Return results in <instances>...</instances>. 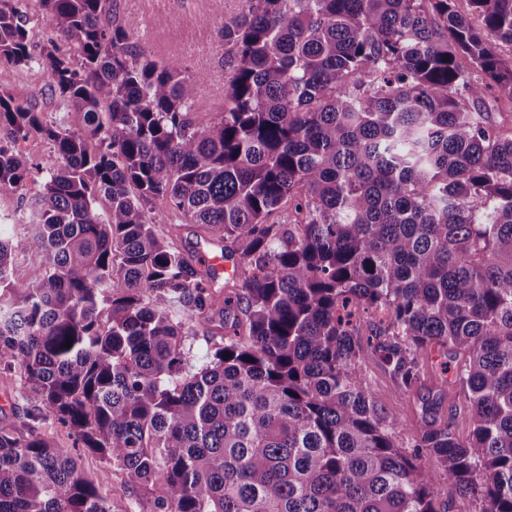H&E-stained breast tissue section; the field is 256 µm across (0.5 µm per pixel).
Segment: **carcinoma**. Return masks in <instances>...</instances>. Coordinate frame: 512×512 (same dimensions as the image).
Wrapping results in <instances>:
<instances>
[{"label": "carcinoma", "instance_id": "1", "mask_svg": "<svg viewBox=\"0 0 512 512\" xmlns=\"http://www.w3.org/2000/svg\"><path fill=\"white\" fill-rule=\"evenodd\" d=\"M247 2L200 126L197 80L133 49L112 0H36L38 51L29 4L0 0V61H38L82 113L46 125L0 91V199L41 171L21 142L58 159L25 279L0 223V373L34 408L0 419V512H110L50 419L154 512H450L442 482L512 512V123L479 108L512 104V0ZM174 218L216 238L230 289ZM434 348L471 430L425 402L409 455L356 365L410 394ZM23 149L35 158L44 170L53 169L58 163L51 145L39 137H30L23 143Z\"/></svg>", "mask_w": 512, "mask_h": 512}]
</instances>
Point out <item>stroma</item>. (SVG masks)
Wrapping results in <instances>:
<instances>
[{
  "label": "stroma",
  "instance_id": "obj_1",
  "mask_svg": "<svg viewBox=\"0 0 512 512\" xmlns=\"http://www.w3.org/2000/svg\"><path fill=\"white\" fill-rule=\"evenodd\" d=\"M244 7V0H167L164 15L154 20L141 13L138 0H112L110 20L113 25L130 28L133 43L152 59L176 60L186 75H203L198 93L205 109L195 113L194 118L205 124L221 110L224 83L230 76L224 61V20L239 14ZM0 90L32 106L45 123L75 128L81 122L80 114L61 105L44 70L37 64L17 67L0 63ZM38 188V183L29 182L4 202L7 215L17 222L12 244L20 261L17 273L21 276L27 275L42 260L32 244L29 230L20 224ZM357 374L377 393L384 412L402 419V426L395 431V440L402 450H409L419 436L422 400L430 398L440 388L445 391L441 418L460 435H468L471 414L456 386L444 384L438 375H430L420 390L404 395L396 391L376 359L368 353L364 354ZM79 463L86 474L105 479L111 491L112 512H153L151 496L133 489L128 475L112 468L99 455L80 452Z\"/></svg>",
  "mask_w": 512,
  "mask_h": 512
}]
</instances>
